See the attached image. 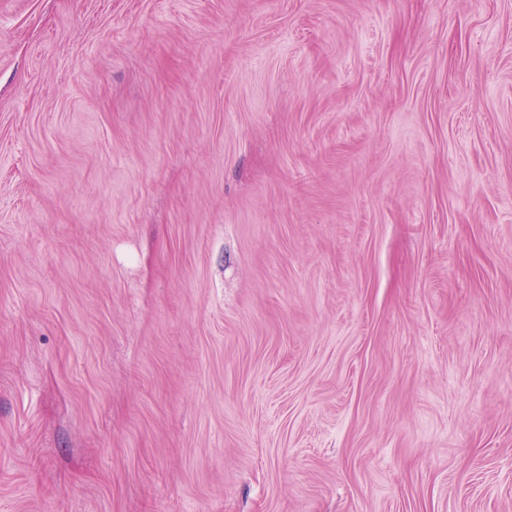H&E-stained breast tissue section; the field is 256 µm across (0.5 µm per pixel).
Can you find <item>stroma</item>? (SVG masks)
Masks as SVG:
<instances>
[{
	"instance_id": "stroma-1",
	"label": "stroma",
	"mask_w": 512,
	"mask_h": 512,
	"mask_svg": "<svg viewBox=\"0 0 512 512\" xmlns=\"http://www.w3.org/2000/svg\"><path fill=\"white\" fill-rule=\"evenodd\" d=\"M0 512H512V0H0Z\"/></svg>"
}]
</instances>
